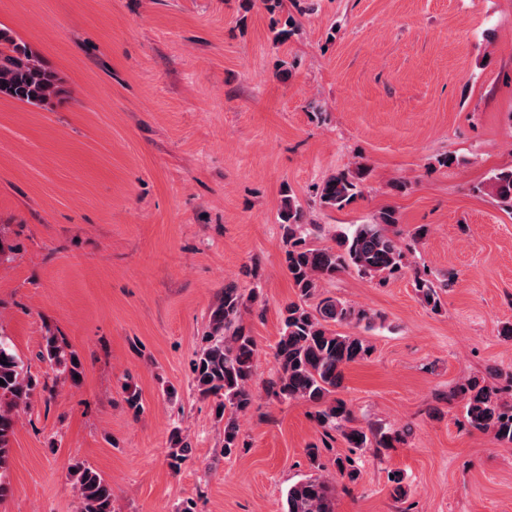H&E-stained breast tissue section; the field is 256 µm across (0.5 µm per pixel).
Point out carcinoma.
I'll return each instance as SVG.
<instances>
[{"instance_id":"carcinoma-1","label":"carcinoma","mask_w":512,"mask_h":512,"mask_svg":"<svg viewBox=\"0 0 512 512\" xmlns=\"http://www.w3.org/2000/svg\"><path fill=\"white\" fill-rule=\"evenodd\" d=\"M62 93L61 81L48 70L40 57L23 42L0 30V98L7 97L37 107H47ZM365 169L353 174L340 172L327 177L318 189L319 206L342 209L357 197L356 180ZM488 188L502 206L512 210V167L495 171ZM280 224L286 243L288 274L297 290V300L281 312L282 328L275 345L277 365L273 377L264 381L267 396L278 400H301L315 409L314 418L325 439L333 442L341 436L348 447L375 446L392 448L403 441L397 431H365L350 425L347 403L336 397L345 368L370 354L365 338L333 330L336 325L371 324L374 314L339 299L312 300L321 283L332 280L346 269L359 275L384 281L402 268L403 250L399 218L386 209L370 224H357L349 233L334 237L333 246H313L306 242L308 231L319 226L307 221L304 209L290 194L284 196ZM416 286L432 308L439 304L434 285L417 279ZM258 298L257 289L249 294L234 283L224 285V292L211 309L205 345L194 363V383L198 390L216 398L219 416L224 418V454L240 447L238 415L254 404V360L257 346L245 330L243 314L247 302ZM46 354L54 366L51 380H40L27 369L9 342L0 337V471L8 465L11 438L21 412L31 405L37 390L52 392L58 380H75L81 375L75 354L66 351L55 336L46 338ZM464 401L469 425L490 431L502 445L512 446V402L501 388L478 378L458 385L452 393ZM336 472L355 481L358 471L351 457L336 459ZM78 491V512H112V487L92 467L75 464L70 472ZM285 512H334L333 488L319 477L303 478L288 489Z\"/></svg>"}]
</instances>
